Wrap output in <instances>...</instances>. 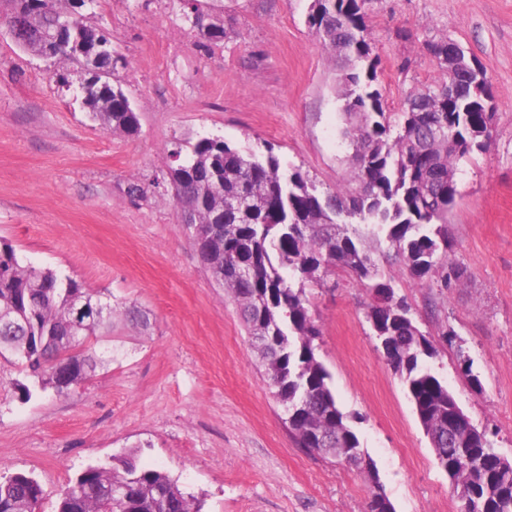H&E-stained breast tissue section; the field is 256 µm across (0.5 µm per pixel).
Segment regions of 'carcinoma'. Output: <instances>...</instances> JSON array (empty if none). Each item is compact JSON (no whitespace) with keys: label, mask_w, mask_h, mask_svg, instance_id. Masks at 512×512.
Here are the masks:
<instances>
[{"label":"carcinoma","mask_w":512,"mask_h":512,"mask_svg":"<svg viewBox=\"0 0 512 512\" xmlns=\"http://www.w3.org/2000/svg\"><path fill=\"white\" fill-rule=\"evenodd\" d=\"M97 0H0V21L23 22L21 48L46 60L71 61L81 71V103L110 132L133 135L139 115L123 89L112 83L117 59L102 55L89 70L84 54L107 32L83 13ZM369 0H313L308 24L340 70L345 138L353 146L350 174L326 191L309 174L284 164L273 148L244 154L219 137L204 136L178 147L165 182L193 223L191 243L206 270L237 305L265 368L267 384L284 406L285 424L297 444L323 457H338L370 470L360 442L330 387V374L316 356L320 330L309 312L306 288L320 287L338 270L349 271L373 293L368 310L383 355L402 377L420 423L448 432L457 401L420 356L435 348L417 327L407 303L379 280L364 238L384 241L416 283L433 277L459 280L462 267L448 263V214L457 185L448 184L457 161L485 149L495 113L474 111L470 59L448 70V39L430 40L428 53L440 78L405 98L400 113L386 111L377 83L379 57L366 24ZM182 18L209 40L224 28L206 22L197 0H179ZM70 30L55 43L63 18ZM458 89L448 103V83ZM86 310L75 317L77 299ZM147 325L134 309H117L71 278L50 268L23 264L0 242V357L21 365L32 385L18 383L21 398L36 391L66 397L92 378L95 346L112 337V319ZM455 445L435 442V456L448 470L461 512H512V465L503 466L485 432L464 418L453 430ZM130 489L121 512H200L167 472L143 466L134 453L109 465H89L60 493L57 512H115L112 486ZM44 490L31 475L0 476V512H36Z\"/></svg>","instance_id":"obj_1"}]
</instances>
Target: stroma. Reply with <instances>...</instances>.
I'll return each mask as SVG.
<instances>
[{"instance_id":"35a3bbf8","label":"stroma","mask_w":512,"mask_h":512,"mask_svg":"<svg viewBox=\"0 0 512 512\" xmlns=\"http://www.w3.org/2000/svg\"><path fill=\"white\" fill-rule=\"evenodd\" d=\"M311 4L200 0L227 32L208 43L175 0H98L89 21L111 33L124 60L112 80L139 112L135 136L90 119L76 64L32 55L0 26V241L22 262L150 320L145 329L114 320L112 341L95 347L100 367L66 398L22 401L18 367L0 359V474L32 473L46 492L39 512H55L87 465L134 446L201 512H367L375 481L394 512H460L377 347L369 290L340 271L307 291L317 354L373 464L367 474L296 445L236 304L155 185L173 145L203 135L244 150L270 143L322 189L346 178L352 149L341 136L334 62L306 23ZM367 24L388 111L437 78L425 48L432 39L459 44L496 95L490 147L457 164L448 259L465 277L418 285L394 257H374L435 348L425 366L512 460V0H371ZM134 179L144 198L128 196Z\"/></svg>"}]
</instances>
